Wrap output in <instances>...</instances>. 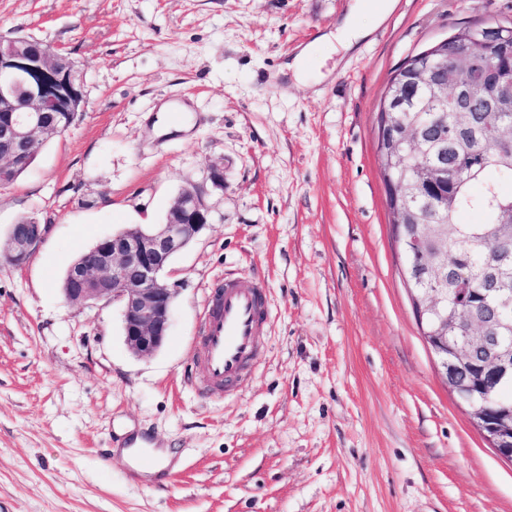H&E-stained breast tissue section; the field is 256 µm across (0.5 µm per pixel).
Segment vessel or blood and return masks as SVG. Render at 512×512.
Returning a JSON list of instances; mask_svg holds the SVG:
<instances>
[{"label":"vessel or blood","mask_w":512,"mask_h":512,"mask_svg":"<svg viewBox=\"0 0 512 512\" xmlns=\"http://www.w3.org/2000/svg\"><path fill=\"white\" fill-rule=\"evenodd\" d=\"M268 317L269 301L262 283L225 280L198 328L199 369L207 384L228 392L243 385Z\"/></svg>","instance_id":"b4317fda"}]
</instances>
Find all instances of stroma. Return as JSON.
I'll list each match as a JSON object with an SVG mask.
<instances>
[{
  "label": "stroma",
  "instance_id": "stroma-1",
  "mask_svg": "<svg viewBox=\"0 0 512 512\" xmlns=\"http://www.w3.org/2000/svg\"><path fill=\"white\" fill-rule=\"evenodd\" d=\"M0 0V35L61 48L85 110L0 189L10 224L48 233L0 255V512H512V462L471 424L420 334L376 152L394 71L454 29L512 22V0ZM370 23L345 48L316 46ZM311 50L303 79L283 64ZM166 102L185 133L154 127ZM222 184L210 180L212 169ZM209 223L168 268L170 336L127 348L121 307L68 304L71 261L160 224L186 187ZM269 287L248 386L190 379L219 281ZM141 430L170 479L117 439ZM48 227L36 220L26 219L10 225L8 259L15 266L28 262L47 234Z\"/></svg>",
  "mask_w": 512,
  "mask_h": 512
}]
</instances>
